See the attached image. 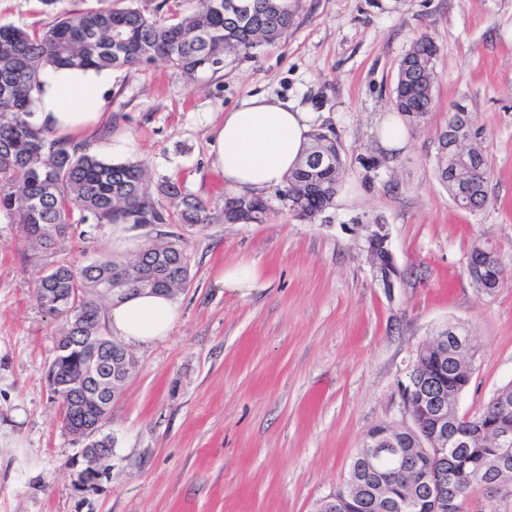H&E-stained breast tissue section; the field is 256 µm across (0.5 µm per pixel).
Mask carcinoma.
<instances>
[{
    "mask_svg": "<svg viewBox=\"0 0 512 512\" xmlns=\"http://www.w3.org/2000/svg\"><path fill=\"white\" fill-rule=\"evenodd\" d=\"M225 0H194L187 13L149 16L139 8L101 7L64 12L45 31L30 33L13 25H0V214L10 218L34 253L52 248L68 237L78 224L96 229L104 224L160 225L169 221L168 208L183 224H236L244 219L265 224L273 210L261 196L230 195L216 212L182 193L178 182L151 180L134 161L108 162L84 144L57 137L34 121L37 94L45 68H135L144 71L157 62L167 63L180 76L193 79L217 71L230 55L251 57L261 48L280 41L293 26L299 0H243L249 5L245 21L233 19ZM277 4L274 9L271 4ZM437 48L426 35L412 42L398 68L391 100L408 124H418L432 111L434 62ZM448 126L458 127L462 142L437 154V173L454 203L461 209L479 210L487 200L490 171L487 156L476 146L467 147L472 131L468 112L455 111ZM470 176L473 190L462 193L448 168ZM344 160L333 129L311 135L298 166L290 172L278 199L283 208L302 220H314L328 209L341 186ZM168 205H163L162 201ZM485 276L474 279L480 291L499 286L502 269L498 259ZM190 277V259L177 234L160 243H149L133 257L110 255L93 259L78 269L60 264L41 277L36 298L41 309L59 321L54 356L46 380L55 385L52 399L64 427L73 435L98 415L101 393L83 377L81 337L98 336L105 321L104 302L112 289L166 292L172 296ZM102 352L100 380L112 383V337L98 340ZM469 356L439 365L435 354L421 348L419 372L440 371L439 380L448 400L463 393L473 370ZM512 428V412L504 413L493 401L465 422L474 435L468 448L448 449V466L455 455L465 454L472 483L458 486L460 502L468 504L485 468L496 455L486 435L487 427Z\"/></svg>",
    "mask_w": 512,
    "mask_h": 512,
    "instance_id": "carcinoma-1",
    "label": "carcinoma"
}]
</instances>
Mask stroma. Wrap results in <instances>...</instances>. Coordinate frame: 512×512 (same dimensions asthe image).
<instances>
[{"label": "stroma", "mask_w": 512, "mask_h": 512, "mask_svg": "<svg viewBox=\"0 0 512 512\" xmlns=\"http://www.w3.org/2000/svg\"><path fill=\"white\" fill-rule=\"evenodd\" d=\"M131 2L151 14L162 0H0V25L41 31L66 11ZM424 34L438 49L435 106L392 161L373 130ZM260 93L322 113L345 155L342 188L312 223L280 207L268 224L171 225L190 280L169 336L131 349L136 369L98 430L112 440V476L95 488L78 485L84 443L50 398L57 322L34 289L52 264L111 252L114 228L35 257L0 219V512H316L368 430L400 424L399 384L435 330L464 325L478 350L461 414L512 385V0H300L286 37L217 72L188 80L160 61L113 71L87 137L102 159L141 161L218 209L214 130ZM459 105L491 166L475 212L436 173L437 132ZM377 222L401 272L391 293L364 250ZM477 242L504 270L489 293L467 272ZM237 262L259 271L244 298L224 288Z\"/></svg>", "instance_id": "obj_1"}]
</instances>
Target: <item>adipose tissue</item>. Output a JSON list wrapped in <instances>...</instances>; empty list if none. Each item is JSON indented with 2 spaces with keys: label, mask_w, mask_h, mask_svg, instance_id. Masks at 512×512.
Wrapping results in <instances>:
<instances>
[{
  "label": "adipose tissue",
  "mask_w": 512,
  "mask_h": 512,
  "mask_svg": "<svg viewBox=\"0 0 512 512\" xmlns=\"http://www.w3.org/2000/svg\"><path fill=\"white\" fill-rule=\"evenodd\" d=\"M111 84L108 70L46 68L36 123L57 136L81 137L98 123ZM319 123V113L292 100L266 94L242 99L215 131L214 166L225 190L261 196L282 185ZM178 318L174 298L145 291L115 300L107 322L126 343L149 345L168 336Z\"/></svg>",
  "instance_id": "1"
}]
</instances>
